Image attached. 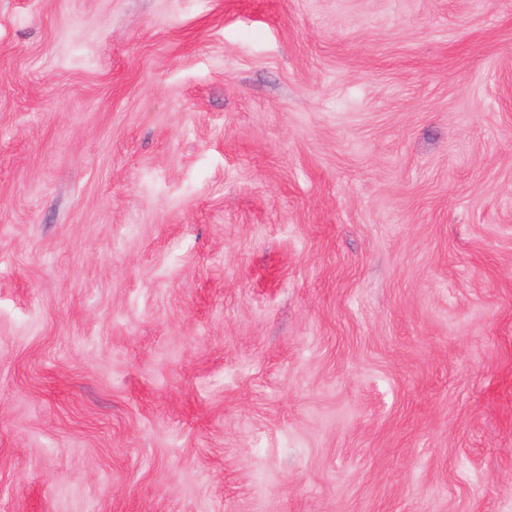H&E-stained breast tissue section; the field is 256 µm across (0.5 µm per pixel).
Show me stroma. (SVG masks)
I'll return each instance as SVG.
<instances>
[{
	"label": "stroma",
	"mask_w": 512,
	"mask_h": 512,
	"mask_svg": "<svg viewBox=\"0 0 512 512\" xmlns=\"http://www.w3.org/2000/svg\"><path fill=\"white\" fill-rule=\"evenodd\" d=\"M0 512H512V0H0Z\"/></svg>",
	"instance_id": "35a3bbf8"
}]
</instances>
